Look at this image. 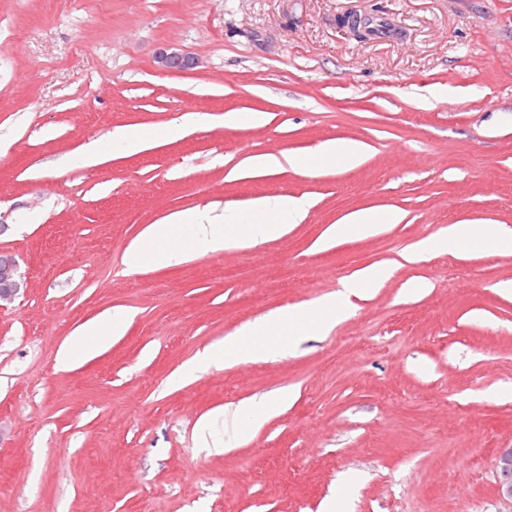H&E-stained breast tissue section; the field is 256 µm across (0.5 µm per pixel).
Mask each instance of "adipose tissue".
Masks as SVG:
<instances>
[{"instance_id":"obj_1","label":"adipose tissue","mask_w":512,"mask_h":512,"mask_svg":"<svg viewBox=\"0 0 512 512\" xmlns=\"http://www.w3.org/2000/svg\"><path fill=\"white\" fill-rule=\"evenodd\" d=\"M362 158L359 143L336 140L325 143L312 159L294 158L295 169L311 165L332 164L339 167L357 165ZM302 200L285 195L258 200L249 213L226 214L223 221L211 222L198 211H182L160 223L149 225L129 246L124 264L128 271L138 272L151 266L177 265L188 258L216 253L231 246L254 244L280 237L286 226L303 219ZM392 210L368 209L346 217L333 225L329 233L342 239L352 235L365 236L383 224L398 223ZM512 251V233L488 224H454L447 234L419 244L409 253V260L436 251L459 253L467 245ZM386 276L385 270L363 269L342 282L336 294L309 306L278 310L251 324L244 332L225 337L211 345L177 375L185 382L195 373L210 367L275 358L291 352L309 336H319L334 324L348 317L355 309L354 301L367 295ZM127 326L124 312L116 311L92 320L78 328L67 340L57 358L60 367L90 359L100 353L112 337L123 335Z\"/></svg>"}]
</instances>
